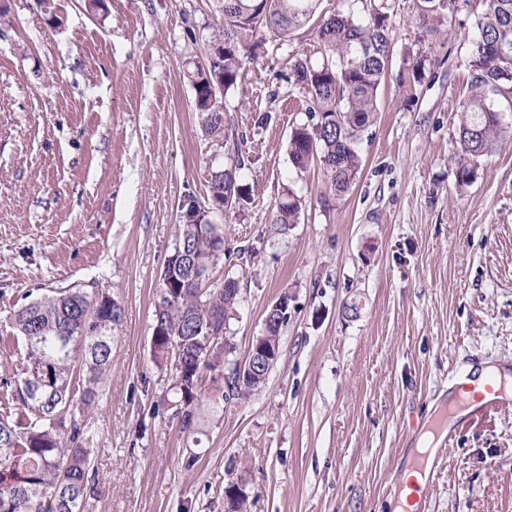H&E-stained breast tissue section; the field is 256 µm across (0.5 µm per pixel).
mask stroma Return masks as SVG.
Listing matches in <instances>:
<instances>
[{
  "mask_svg": "<svg viewBox=\"0 0 512 512\" xmlns=\"http://www.w3.org/2000/svg\"><path fill=\"white\" fill-rule=\"evenodd\" d=\"M0 0V379L22 362L15 311L50 291L106 292L124 310L95 405L93 512H393L386 488L409 445L472 365L512 363V134L458 185L452 157L470 93L474 12L445 22L412 76V0H397L378 112L362 167L329 201L319 168L288 155L303 97L295 58H321L314 23L267 37L226 103L240 153L200 126L188 71L222 21L214 0ZM243 160L248 203L224 227L214 283L239 281L235 358L288 298L280 357L261 390L200 403L188 441L172 415V372L152 352L159 276L179 239L185 196ZM305 201L277 235L284 187ZM252 248L251 259L239 256ZM431 512H512V405L466 424L438 463Z\"/></svg>",
  "mask_w": 512,
  "mask_h": 512,
  "instance_id": "35a3bbf8",
  "label": "stroma"
}]
</instances>
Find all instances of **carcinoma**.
I'll return each mask as SVG.
<instances>
[{"instance_id":"1","label":"carcinoma","mask_w":512,"mask_h":512,"mask_svg":"<svg viewBox=\"0 0 512 512\" xmlns=\"http://www.w3.org/2000/svg\"><path fill=\"white\" fill-rule=\"evenodd\" d=\"M224 17L206 43L216 62L205 71L188 73L195 108L206 136L240 151L241 138L228 122L225 101L238 87L249 59L250 37L265 33L288 40L314 16L319 0H216ZM351 8L319 21L322 58H297L291 75L303 94L307 121L293 126L289 157L298 172L319 165L330 195L347 193L361 167L357 149L362 133L373 123L378 91L388 71L395 0H350ZM415 40L426 44L438 26L470 0H412ZM476 37L467 62L471 93L459 102L462 114L454 157L455 181L469 184L481 157L497 150L506 137L500 113L489 94L512 93V0H476ZM242 161L211 174L208 206L228 215L249 199L239 180ZM179 242L166 259L165 280L156 303L154 355L170 363L175 413L187 436L199 432L195 411L201 396L199 377L206 368L217 373L213 383L227 385L225 400L249 396L265 384L241 387L224 378V346L229 320L239 301L238 282L227 277L207 285L224 257V234L204 222L199 202L182 204ZM302 199L286 187L271 215L278 234L298 223ZM123 319L111 296L99 299L80 288L45 295L17 310L11 321L25 354L22 365L3 386L11 389L17 413H0V512H89L96 495L90 470L89 426L77 415V404L89 405L101 377L112 365V327ZM178 364H173L174 357ZM41 384L35 395L31 387Z\"/></svg>"}]
</instances>
